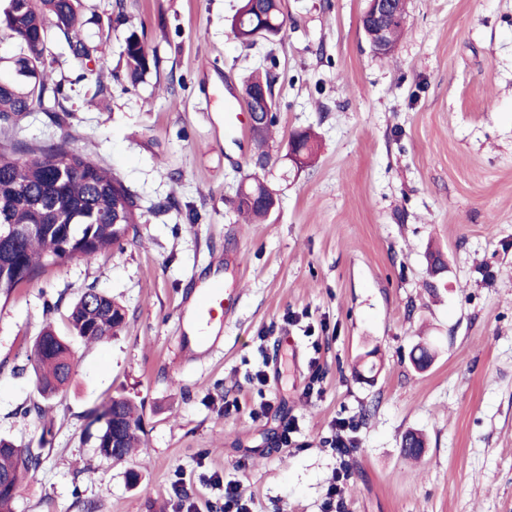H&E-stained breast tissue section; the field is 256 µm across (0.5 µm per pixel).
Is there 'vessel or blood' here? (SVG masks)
Masks as SVG:
<instances>
[{
  "label": "vessel or blood",
  "instance_id": "obj_1",
  "mask_svg": "<svg viewBox=\"0 0 512 512\" xmlns=\"http://www.w3.org/2000/svg\"><path fill=\"white\" fill-rule=\"evenodd\" d=\"M234 312L235 302L223 277H213L179 312V324L184 332L183 351L202 358L219 349L223 339L217 331Z\"/></svg>",
  "mask_w": 512,
  "mask_h": 512
}]
</instances>
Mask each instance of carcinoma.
I'll return each mask as SVG.
<instances>
[{"label": "carcinoma", "instance_id": "cac0c4a2", "mask_svg": "<svg viewBox=\"0 0 512 512\" xmlns=\"http://www.w3.org/2000/svg\"><path fill=\"white\" fill-rule=\"evenodd\" d=\"M82 8V0H0V37L14 40L19 48L12 60V79H0V122L14 129L13 119L28 112L64 111L61 84L52 77L51 46H65L80 63L96 51L93 36L79 20ZM285 23L280 0H242L231 30L247 42L257 28L275 38ZM123 55L133 84L159 68L157 54L134 32L125 38ZM277 122L274 113L253 138L260 159L269 157L265 146ZM266 194V183L255 174L250 176L249 183L236 192V211L248 218H265L269 211L260 200ZM144 217L131 190L68 138L35 147L16 140L0 145V225L14 227L13 239L0 241V299L9 298L49 268L74 258L92 261L123 248L130 235L137 234L138 225L145 223ZM125 318L120 304L90 288L70 309L67 332L46 325L27 356L39 396L51 401L69 385L72 338L97 342L116 333ZM105 412L125 421L122 451L115 459L122 460L142 447V408L118 395L92 412L98 428L90 438L101 456L108 457L112 448V420H102ZM45 445L42 440L38 448H21L0 438V512H13L19 484L40 466Z\"/></svg>", "mask_w": 512, "mask_h": 512}]
</instances>
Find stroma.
<instances>
[{"label": "stroma", "mask_w": 512, "mask_h": 512, "mask_svg": "<svg viewBox=\"0 0 512 512\" xmlns=\"http://www.w3.org/2000/svg\"><path fill=\"white\" fill-rule=\"evenodd\" d=\"M83 2L97 52L80 64L51 48L65 120L27 113L17 138L73 139L147 222L123 249L0 300V436L43 449L14 512H219L214 475L240 481L252 512H512V0H408L388 55L360 26L366 0H282L283 33L252 47L231 32L240 0ZM130 30L160 59L136 86ZM257 68L278 113L263 171L251 136H226L223 120ZM300 129L318 143L304 168L286 156ZM253 173L279 197L262 224L233 209ZM220 254L237 315L222 350L192 360L180 306ZM90 287L126 322L74 341L70 388L36 414L18 367ZM423 337L438 355L420 372L409 354ZM118 394L142 405L145 430L122 462L87 439L89 411ZM339 419L356 439L345 457ZM411 431L426 437L417 460L401 452Z\"/></svg>", "instance_id": "35a3bbf8"}]
</instances>
